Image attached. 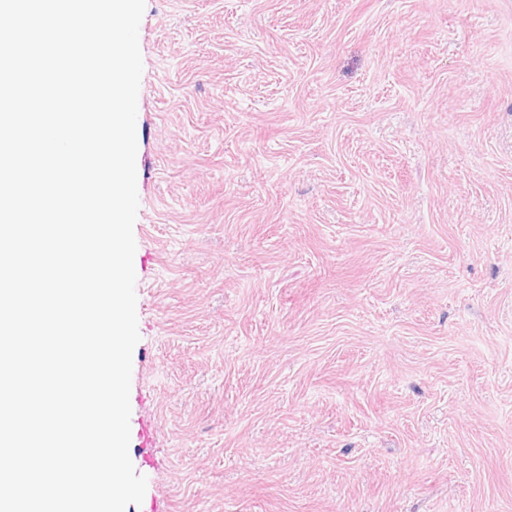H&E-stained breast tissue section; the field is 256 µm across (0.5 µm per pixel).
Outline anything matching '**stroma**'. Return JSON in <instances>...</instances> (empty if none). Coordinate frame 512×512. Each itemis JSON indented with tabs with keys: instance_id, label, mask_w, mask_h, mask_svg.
<instances>
[{
	"instance_id": "obj_1",
	"label": "stroma",
	"mask_w": 512,
	"mask_h": 512,
	"mask_svg": "<svg viewBox=\"0 0 512 512\" xmlns=\"http://www.w3.org/2000/svg\"><path fill=\"white\" fill-rule=\"evenodd\" d=\"M139 46L126 512H512V0H146Z\"/></svg>"
}]
</instances>
